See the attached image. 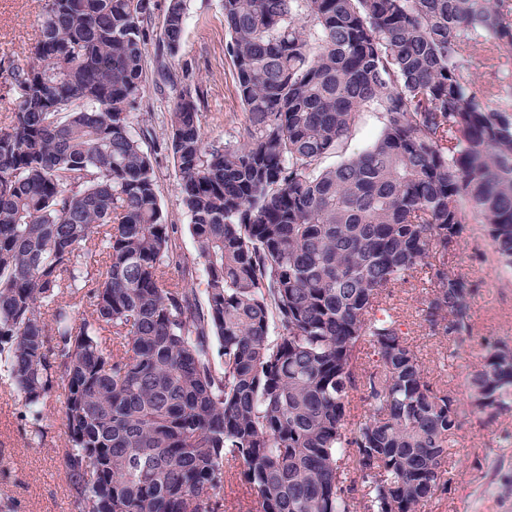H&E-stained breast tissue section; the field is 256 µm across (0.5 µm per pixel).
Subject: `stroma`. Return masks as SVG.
<instances>
[{
  "label": "stroma",
  "instance_id": "stroma-1",
  "mask_svg": "<svg viewBox=\"0 0 512 512\" xmlns=\"http://www.w3.org/2000/svg\"><path fill=\"white\" fill-rule=\"evenodd\" d=\"M46 0H0V126L15 110L16 93L10 81L13 64L24 62L42 19ZM148 24L145 88L139 107L132 112L135 126L149 132L154 148L158 192L168 223L177 225L179 243L195 288L205 286V272L195 244L186 233L189 222L179 189V175L165 144L169 138V112L177 90L188 82L202 84L201 126L206 147H221L241 139L245 114L235 91L234 70L225 50L222 0H187L181 48L169 67L179 78L177 86L164 85L156 69L163 53L159 40L168 0H153ZM456 268L474 284L473 334L459 348L431 335L421 324L418 309L425 297L421 273H414L391 298L405 321L432 376L440 377L460 404L468 402L471 374L482 361V342L492 337L512 347V273L502 270L482 232L467 224L460 241ZM20 396L0 382V498L9 500L13 512H78L64 478L62 449L66 435L58 415L41 422L44 438L29 446L22 427ZM452 479L448 490L429 512H512V417L480 426L472 413L463 425L448 457Z\"/></svg>",
  "mask_w": 512,
  "mask_h": 512
}]
</instances>
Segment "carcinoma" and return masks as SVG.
I'll return each instance as SVG.
<instances>
[{
	"label": "carcinoma",
	"instance_id": "1",
	"mask_svg": "<svg viewBox=\"0 0 512 512\" xmlns=\"http://www.w3.org/2000/svg\"><path fill=\"white\" fill-rule=\"evenodd\" d=\"M152 8L47 0L12 67L0 379L36 422L57 404L79 512H427L461 412L389 298L426 271L421 323L456 345L464 224L512 269V107L478 102L473 64L512 56V0H223L245 134L204 146L197 85L166 143L203 301L130 121ZM185 20L169 0L171 56ZM484 349L470 405L494 423L512 348ZM379 121L373 113L364 115L359 129L352 137L349 153H358L364 150L379 131Z\"/></svg>",
	"mask_w": 512,
	"mask_h": 512
}]
</instances>
